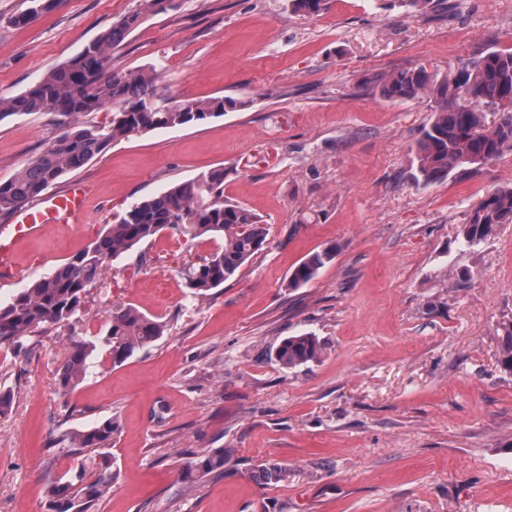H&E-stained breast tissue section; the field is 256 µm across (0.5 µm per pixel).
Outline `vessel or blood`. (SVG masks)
<instances>
[{"label":"vessel or blood","instance_id":"1","mask_svg":"<svg viewBox=\"0 0 512 512\" xmlns=\"http://www.w3.org/2000/svg\"><path fill=\"white\" fill-rule=\"evenodd\" d=\"M88 187L71 182L59 192L40 196L32 205L15 212L11 224L0 228V278L16 273L14 246L19 238L38 233L49 224H79L87 215Z\"/></svg>","mask_w":512,"mask_h":512}]
</instances>
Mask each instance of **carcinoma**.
<instances>
[{"label":"carcinoma","instance_id":"cac0c4a2","mask_svg":"<svg viewBox=\"0 0 512 512\" xmlns=\"http://www.w3.org/2000/svg\"><path fill=\"white\" fill-rule=\"evenodd\" d=\"M52 0H29L26 12L14 23L24 24L48 10ZM325 0H289L295 13L319 14ZM176 8L175 0H144L134 11L84 46L68 61L40 77L26 91L0 98L1 114L53 115L61 133L34 160L6 181H0V214L10 215L30 204L67 174L86 165L112 143L154 130L191 126L217 118L246 105L231 97L184 98L163 96L155 69L108 72L112 50L137 29L143 11ZM384 98L433 100L432 118L416 139L411 178L418 184L443 181L451 174L485 165L512 152V110L498 111L512 101V52L490 51L468 60L454 78L439 80L427 70H400L375 78ZM112 109V119L94 123L85 117ZM497 111L489 124L485 110ZM502 224H512V186L483 198L462 225L461 237L471 246L486 241ZM194 239L211 234L224 246L198 264L183 269L193 297L205 299L210 291L232 279L267 245L268 228L245 206L224 198V169H208L167 190L141 200L98 237L50 274L16 292L0 304V348L22 351L43 331L68 328L61 336L66 356L57 370L58 390L68 393L85 379L97 341L71 333L85 316L87 295L96 287L107 265L141 242L164 230ZM334 258L328 248L309 254L290 274L288 287L300 288L314 279ZM500 365L512 373V322L502 327ZM165 325L131 304L112 306L110 326L103 343L112 363L121 364L136 351L159 340ZM320 346L315 336L284 338L275 351L276 361L296 368L316 360ZM118 429L110 418L63 436L59 453L77 458L75 467L51 479L46 486L47 512H96L112 490V469L101 453ZM230 451L202 448L182 471L188 488L224 472ZM288 472L276 463L260 466L256 478L280 482Z\"/></svg>","mask_w":512,"mask_h":512}]
</instances>
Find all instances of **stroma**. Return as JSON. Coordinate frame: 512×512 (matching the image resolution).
<instances>
[{
	"label": "stroma",
	"mask_w": 512,
	"mask_h": 512,
	"mask_svg": "<svg viewBox=\"0 0 512 512\" xmlns=\"http://www.w3.org/2000/svg\"><path fill=\"white\" fill-rule=\"evenodd\" d=\"M142 0H55L27 25L28 0H0V97L25 91ZM488 49L512 50V0H178L116 48L111 70L155 67L167 97L230 96L241 110L113 143L69 180L90 190L85 223L18 245L0 303L84 248L132 203L223 168L224 196L267 224V245L204 301L183 268L222 244L164 231L112 261L77 331L104 336L113 305L160 318L158 341L113 364L106 348L58 392L56 330L27 354L0 349V512H47L45 486L70 464L62 434L111 418L112 490L98 512H512V224L467 246L470 210L512 186V153L423 186L412 147L429 99L389 100L372 80L426 69L453 76ZM53 116L0 118V181L59 135ZM335 248L307 285L308 254ZM315 335L321 355L288 369L274 351ZM203 448L224 472L194 488L180 473ZM287 481L254 478L264 463ZM334 249L310 253L290 274L288 285L291 288H300L314 279L320 269L324 268L334 258Z\"/></svg>",
	"instance_id": "1"
}]
</instances>
